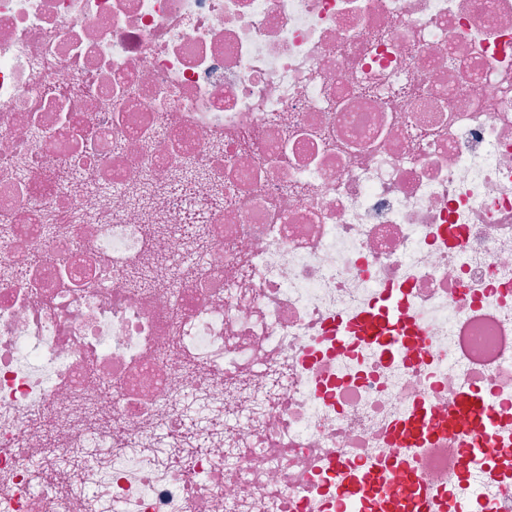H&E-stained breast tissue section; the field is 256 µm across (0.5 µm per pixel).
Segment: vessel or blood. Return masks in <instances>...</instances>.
Returning a JSON list of instances; mask_svg holds the SVG:
<instances>
[{
	"mask_svg": "<svg viewBox=\"0 0 512 512\" xmlns=\"http://www.w3.org/2000/svg\"><path fill=\"white\" fill-rule=\"evenodd\" d=\"M411 332L412 324L402 314L399 292L394 288L383 293L379 307L369 313L360 324L361 336L368 340L380 341L391 351L399 348ZM454 410L459 417L468 421L467 427L459 431L463 445L464 468L469 469L490 460L488 444L475 443L470 433L471 428L476 427L490 435L498 425L489 394L478 388L465 389L458 396ZM428 431L429 419L426 412L415 411L409 429L403 436L407 448H414Z\"/></svg>",
	"mask_w": 512,
	"mask_h": 512,
	"instance_id": "1",
	"label": "vessel or blood"
}]
</instances>
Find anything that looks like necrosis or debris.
I'll return each mask as SVG.
<instances>
[{
	"label": "necrosis or debris",
	"instance_id": "1",
	"mask_svg": "<svg viewBox=\"0 0 512 512\" xmlns=\"http://www.w3.org/2000/svg\"><path fill=\"white\" fill-rule=\"evenodd\" d=\"M471 386L512 448V0H0V512H512ZM412 332V324L401 312L399 292L396 288L386 290L379 307L369 313L360 324V335L366 340L384 343L394 352ZM456 414L473 423L477 428L483 430L491 438L497 425L496 417L489 394L478 388L463 390L454 403ZM429 419L423 410H417L411 417L409 430L403 435L402 441L407 448L414 450V446L429 432ZM459 438L463 448V466L470 469L478 464H481L492 458L489 448L491 444L484 442L483 444H476L472 440L471 433L468 426L459 428Z\"/></svg>",
	"mask_w": 512,
	"mask_h": 512
}]
</instances>
